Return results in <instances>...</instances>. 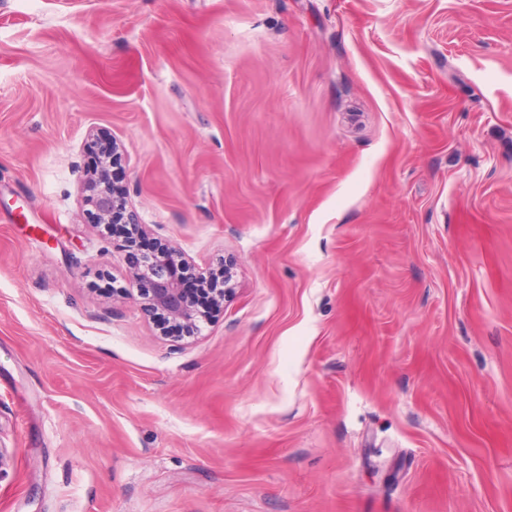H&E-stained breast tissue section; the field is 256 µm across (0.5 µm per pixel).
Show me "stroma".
Segmentation results:
<instances>
[{"mask_svg":"<svg viewBox=\"0 0 512 512\" xmlns=\"http://www.w3.org/2000/svg\"><path fill=\"white\" fill-rule=\"evenodd\" d=\"M0 447V512H512V0H0ZM94 138V144L106 149L101 157L97 171L87 175L85 189L88 194L84 201L92 208L98 224L112 228V238H119L114 246L126 252L129 268L138 282V292L147 312L160 320L161 324L181 328L183 336H193L198 330V323L207 319L209 314L224 311L225 292L229 289L230 272L223 267L201 269L195 274V280L188 284L190 296L200 305H207L211 291L205 289L201 282L214 286L211 305L207 311L193 302L186 288V270L188 266L181 253L166 244H156L145 251L137 248L144 236L142 224H138L126 192L115 188L112 167L117 154V144L113 140ZM124 223V224H119ZM137 229L134 236H127L119 229ZM115 231L117 234H115ZM224 271V275H223ZM222 284V288H218Z\"/></svg>","mask_w":512,"mask_h":512,"instance_id":"35a3bbf8","label":"stroma"}]
</instances>
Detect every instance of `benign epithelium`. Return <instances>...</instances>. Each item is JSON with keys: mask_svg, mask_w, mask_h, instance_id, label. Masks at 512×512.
<instances>
[{"mask_svg": "<svg viewBox=\"0 0 512 512\" xmlns=\"http://www.w3.org/2000/svg\"><path fill=\"white\" fill-rule=\"evenodd\" d=\"M92 143L104 146L105 151L97 171L87 175L86 205L92 208L97 223L117 232L114 246L125 253L146 311L167 327L181 328L185 336L195 335L201 320L211 313L224 311L230 272L223 267L199 270L195 280L207 285L215 283L217 287L213 288L209 309L195 304L186 288L188 266L178 250L161 243L145 251L138 248L145 230L138 224L126 192L116 189L112 178L117 144L100 137L94 138Z\"/></svg>", "mask_w": 512, "mask_h": 512, "instance_id": "7a95c632", "label": "benign epithelium"}]
</instances>
